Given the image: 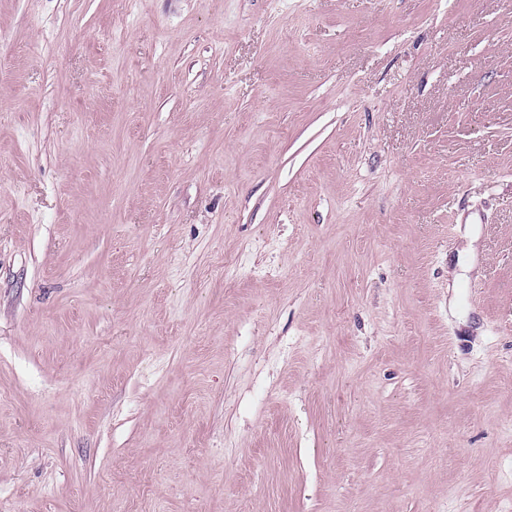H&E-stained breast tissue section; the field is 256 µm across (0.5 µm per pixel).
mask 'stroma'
Masks as SVG:
<instances>
[{"instance_id":"1","label":"stroma","mask_w":512,"mask_h":512,"mask_svg":"<svg viewBox=\"0 0 512 512\" xmlns=\"http://www.w3.org/2000/svg\"><path fill=\"white\" fill-rule=\"evenodd\" d=\"M511 505L512 0H0V512Z\"/></svg>"}]
</instances>
